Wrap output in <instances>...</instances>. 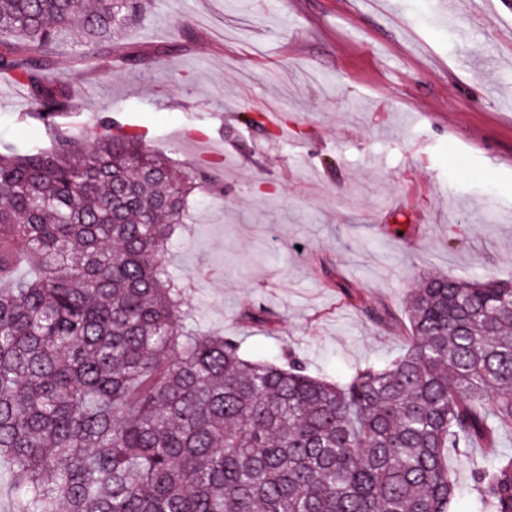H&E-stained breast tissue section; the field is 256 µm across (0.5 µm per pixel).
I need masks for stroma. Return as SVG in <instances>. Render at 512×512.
Returning a JSON list of instances; mask_svg holds the SVG:
<instances>
[{
	"label": "stroma",
	"instance_id": "obj_1",
	"mask_svg": "<svg viewBox=\"0 0 512 512\" xmlns=\"http://www.w3.org/2000/svg\"><path fill=\"white\" fill-rule=\"evenodd\" d=\"M120 41L150 72L72 48L52 69L81 120L148 126L176 175L216 160L175 271L247 356L342 379L402 350L429 274L512 280V0H151ZM52 142L0 75V144Z\"/></svg>",
	"mask_w": 512,
	"mask_h": 512
}]
</instances>
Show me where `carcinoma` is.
Wrapping results in <instances>:
<instances>
[{"label":"carcinoma","mask_w":512,"mask_h":512,"mask_svg":"<svg viewBox=\"0 0 512 512\" xmlns=\"http://www.w3.org/2000/svg\"><path fill=\"white\" fill-rule=\"evenodd\" d=\"M138 0H0V73L58 135L0 150V459L10 512H461L451 448L497 456L471 512H512V282L422 280L404 348L344 382L202 329L170 247L188 198L145 135L77 113Z\"/></svg>","instance_id":"carcinoma-1"}]
</instances>
